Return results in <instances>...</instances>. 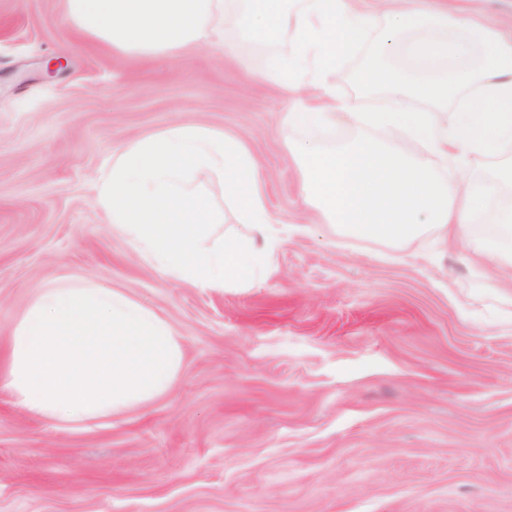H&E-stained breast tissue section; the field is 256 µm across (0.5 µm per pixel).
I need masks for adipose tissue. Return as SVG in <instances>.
Returning a JSON list of instances; mask_svg holds the SVG:
<instances>
[{"mask_svg":"<svg viewBox=\"0 0 512 512\" xmlns=\"http://www.w3.org/2000/svg\"><path fill=\"white\" fill-rule=\"evenodd\" d=\"M387 2L379 31L368 0H305L294 12L285 0H63V9L84 36L141 58L202 44L227 24L246 37H287L292 56L270 59L264 72L296 98L286 127L343 120L366 131L337 151L296 146L305 202L351 234L403 242L426 226L444 233L468 223L488 204L485 185L445 182L435 163L477 154L498 161L497 180L512 183V163L500 160L512 142V34L449 13L440 0ZM372 41L378 52L358 82L393 105L365 112L333 88L337 57ZM403 54L412 60L404 70L393 64ZM402 140L418 153L403 154ZM477 230L469 243L477 260L512 276V205ZM183 357L172 326L124 293L43 285L0 354V387L29 416L76 425L162 396Z\"/></svg>","mask_w":512,"mask_h":512,"instance_id":"1","label":"adipose tissue"}]
</instances>
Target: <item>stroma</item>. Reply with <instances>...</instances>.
Here are the masks:
<instances>
[{"instance_id": "stroma-1", "label": "stroma", "mask_w": 512, "mask_h": 512, "mask_svg": "<svg viewBox=\"0 0 512 512\" xmlns=\"http://www.w3.org/2000/svg\"><path fill=\"white\" fill-rule=\"evenodd\" d=\"M512 29V0H447ZM339 60L337 97L389 107ZM287 38L225 32L150 62L78 35L62 0H0V347L33 286L117 288L181 336L162 397L77 427L0 390V512H512V278L479 268L457 230L404 242L326 223L300 195L291 105L257 82ZM197 124L246 140L267 209L296 233L245 288L171 281L113 239L96 183L139 138ZM491 182L493 166L439 167Z\"/></svg>"}]
</instances>
